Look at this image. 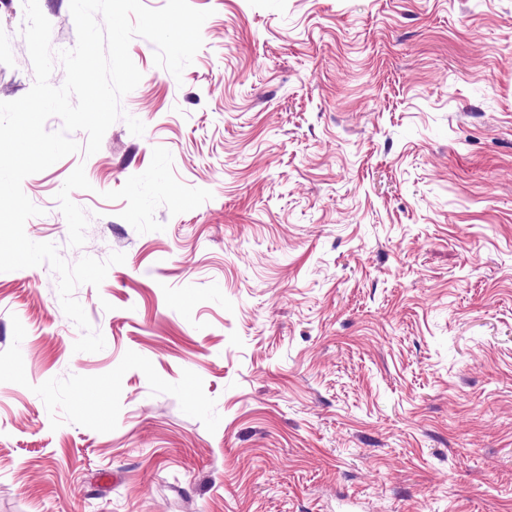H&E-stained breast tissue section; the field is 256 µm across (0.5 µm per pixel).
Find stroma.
Wrapping results in <instances>:
<instances>
[{
    "label": "stroma",
    "instance_id": "35a3bbf8",
    "mask_svg": "<svg viewBox=\"0 0 512 512\" xmlns=\"http://www.w3.org/2000/svg\"><path fill=\"white\" fill-rule=\"evenodd\" d=\"M190 3L181 77L129 46L144 134L22 183L31 240L125 261L96 353L0 273V512H512V0Z\"/></svg>",
    "mask_w": 512,
    "mask_h": 512
}]
</instances>
